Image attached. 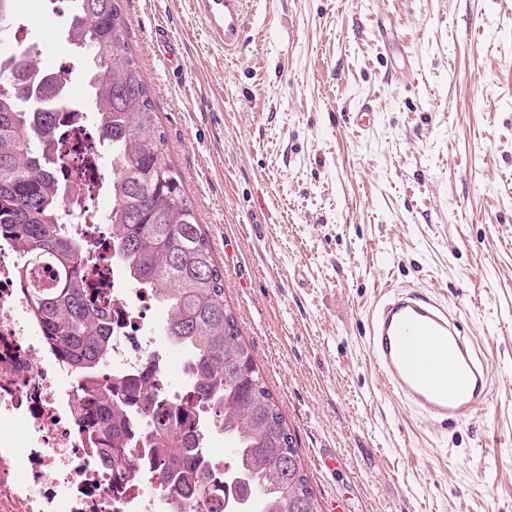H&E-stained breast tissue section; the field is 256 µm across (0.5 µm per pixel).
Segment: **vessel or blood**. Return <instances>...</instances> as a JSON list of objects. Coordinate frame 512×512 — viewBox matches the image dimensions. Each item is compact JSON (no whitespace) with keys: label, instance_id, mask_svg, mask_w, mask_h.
Here are the masks:
<instances>
[{"label":"vessel or blood","instance_id":"obj_1","mask_svg":"<svg viewBox=\"0 0 512 512\" xmlns=\"http://www.w3.org/2000/svg\"><path fill=\"white\" fill-rule=\"evenodd\" d=\"M208 29L237 52L253 0H199ZM369 347L385 388L427 420L472 417L489 395L490 373L447 302L425 290L393 289L375 308Z\"/></svg>","mask_w":512,"mask_h":512}]
</instances>
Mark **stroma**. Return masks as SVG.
I'll return each instance as SVG.
<instances>
[{"mask_svg":"<svg viewBox=\"0 0 512 512\" xmlns=\"http://www.w3.org/2000/svg\"><path fill=\"white\" fill-rule=\"evenodd\" d=\"M234 56L194 0H122L224 302L324 512H512V0H257ZM56 0H17L42 67L90 62ZM165 30L184 66L157 47ZM373 112L368 129L347 114ZM458 312L491 376L435 429L382 385L386 286Z\"/></svg>","mask_w":512,"mask_h":512,"instance_id":"1","label":"stroma"}]
</instances>
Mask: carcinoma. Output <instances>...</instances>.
I'll use <instances>...</instances> for the list:
<instances>
[{
	"instance_id": "obj_1",
	"label": "carcinoma",
	"mask_w": 512,
	"mask_h": 512,
	"mask_svg": "<svg viewBox=\"0 0 512 512\" xmlns=\"http://www.w3.org/2000/svg\"><path fill=\"white\" fill-rule=\"evenodd\" d=\"M68 38L90 59L89 87L102 140L110 148L112 250L127 279L151 291L166 311L161 326L190 369L188 391L211 408L236 453L231 478L211 480L197 447L193 402H162L150 371L113 384L96 381L112 348L110 309L87 299L88 245L66 234L64 187L47 145L69 104L67 81L48 112L34 111L19 78L40 68L28 49L0 54V237L23 263L54 266L48 287L27 286L26 300L44 336L83 378L78 410L122 488L140 467L156 469L181 512L224 493V512H322L298 461L292 434L266 387L237 322L224 303V273L170 159L148 87L128 42L120 0H71ZM15 0H0V39L12 34ZM142 444L139 455L129 449Z\"/></svg>"
}]
</instances>
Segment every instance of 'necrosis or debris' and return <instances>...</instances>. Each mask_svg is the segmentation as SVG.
<instances>
[{
	"label": "necrosis or debris",
	"mask_w": 512,
	"mask_h": 512,
	"mask_svg": "<svg viewBox=\"0 0 512 512\" xmlns=\"http://www.w3.org/2000/svg\"><path fill=\"white\" fill-rule=\"evenodd\" d=\"M57 174L70 196L64 224L89 246L88 295L112 311V353L98 379L113 382L122 372L151 369L155 391L172 392L171 378L188 381L184 363L157 350L155 298L130 287L111 258L109 234L91 232L88 206L104 174L87 123L70 118L55 138ZM20 262L10 239L0 240V512H172L158 480L133 478L116 491L112 471L101 460L78 414L81 380L49 347L15 279Z\"/></svg>",
	"instance_id": "necrosis-or-debris-1"
}]
</instances>
